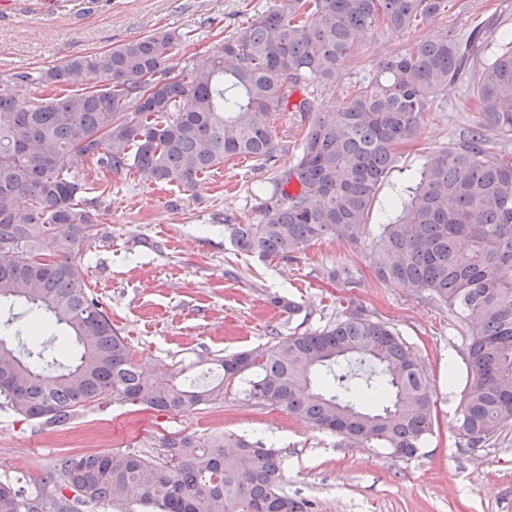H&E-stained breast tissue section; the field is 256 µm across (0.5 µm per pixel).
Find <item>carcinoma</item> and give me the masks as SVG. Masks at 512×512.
<instances>
[{"instance_id":"cac0c4a2","label":"carcinoma","mask_w":512,"mask_h":512,"mask_svg":"<svg viewBox=\"0 0 512 512\" xmlns=\"http://www.w3.org/2000/svg\"><path fill=\"white\" fill-rule=\"evenodd\" d=\"M446 0H278L222 53L170 76L182 35L156 32L107 53L0 81V300H18L64 325L74 359L23 356L0 338V398L25 420L63 428L103 401L182 414L224 401L272 407L348 442L376 441L411 458L432 432L436 401L422 360L353 301L320 330L275 336L261 351L215 360L209 382L146 377L91 292L79 256L102 223L107 178L130 170L185 191L224 160L266 163L286 145L274 113L312 112L366 30L428 25ZM481 34L438 32L385 58L372 79L314 116L297 162L270 183L261 220L229 224L240 251L288 258L314 240L358 245L375 194L417 135L436 95L481 51ZM482 65L477 122L429 156L391 200L369 255L383 283L426 293L470 337L457 432L469 448L512 427V156L487 132L512 138V36ZM89 73L102 88L81 89ZM64 95L27 97L24 91ZM100 189L94 197L89 193ZM153 459L126 450L71 457L33 491L0 479V512H313L283 489V455L224 432L163 437Z\"/></svg>"}]
</instances>
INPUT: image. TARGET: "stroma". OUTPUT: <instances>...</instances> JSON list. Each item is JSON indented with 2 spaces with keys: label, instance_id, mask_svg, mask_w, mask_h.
Returning a JSON list of instances; mask_svg holds the SVG:
<instances>
[{
  "label": "stroma",
  "instance_id": "obj_1",
  "mask_svg": "<svg viewBox=\"0 0 512 512\" xmlns=\"http://www.w3.org/2000/svg\"><path fill=\"white\" fill-rule=\"evenodd\" d=\"M277 0H0V80L41 71L159 31L182 33L169 67L191 69L224 47ZM512 33V0H448L431 24L406 33L367 31L340 67L339 81L322 86L320 110L338 105L355 81L372 78L379 60L434 33ZM473 78L438 93L397 167L377 192L366 239L378 232L380 210L394 188L433 151L457 142L477 120L463 103ZM305 128L298 113H277L276 139L289 147L274 161L227 159L186 192L141 180L112 178L100 201L97 239L82 250L87 280L132 357L148 374L172 371L201 357L264 348L275 335L315 330L335 321L347 301L396 330L424 362L436 399L433 432L406 459L371 441L348 445L326 430L269 408L227 397L224 404L184 414L94 403L70 428L52 430L0 408V475L32 488L66 459L129 450L157 455L161 437L224 432L262 440L285 459L289 496L314 512H512V432L466 448L458 443L457 408L467 381L468 342L447 306L380 282L367 249L335 238L310 243L294 258L262 260L237 251L224 230L229 217L259 219L262 187L293 165ZM359 271L360 287L330 278L332 268ZM298 304L291 313L275 298ZM24 305L0 304V338L17 351L55 350L71 342L64 329L30 335Z\"/></svg>",
  "mask_w": 512,
  "mask_h": 512
}]
</instances>
